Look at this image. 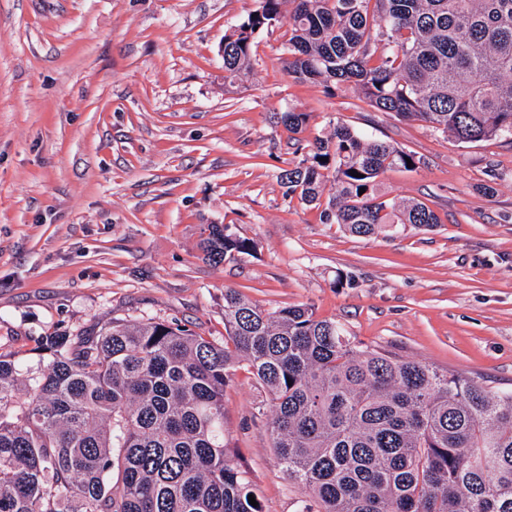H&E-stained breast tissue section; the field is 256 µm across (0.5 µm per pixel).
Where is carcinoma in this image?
<instances>
[{
    "instance_id": "carcinoma-1",
    "label": "carcinoma",
    "mask_w": 512,
    "mask_h": 512,
    "mask_svg": "<svg viewBox=\"0 0 512 512\" xmlns=\"http://www.w3.org/2000/svg\"><path fill=\"white\" fill-rule=\"evenodd\" d=\"M287 0H260L224 35V79L250 69L256 35ZM284 66L326 90L459 143L512 139V0H296ZM307 114L292 109L290 133ZM281 172L288 196L356 236L431 228L422 202L382 199L377 178L413 155L336 124ZM359 176L354 177L350 171ZM365 189L359 193V189ZM217 264L255 249L206 224ZM36 368L0 353V512H263L224 440V388L247 369L303 512H512V391L372 348L297 304L224 289V340L148 318L41 336Z\"/></svg>"
}]
</instances>
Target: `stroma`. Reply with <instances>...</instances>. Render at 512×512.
<instances>
[{"instance_id":"stroma-1","label":"stroma","mask_w":512,"mask_h":512,"mask_svg":"<svg viewBox=\"0 0 512 512\" xmlns=\"http://www.w3.org/2000/svg\"><path fill=\"white\" fill-rule=\"evenodd\" d=\"M258 0H0V350L37 367V337L111 320H175L224 338V291L308 303L362 342L512 390V143H460L283 67L287 21L224 79V34ZM308 143L342 123L413 154L380 178L431 228L373 236L286 195ZM228 224L249 255L204 260ZM247 371L224 391V436L263 512H302Z\"/></svg>"}]
</instances>
